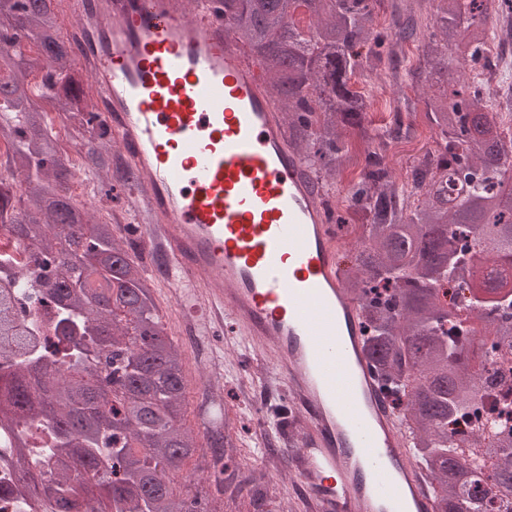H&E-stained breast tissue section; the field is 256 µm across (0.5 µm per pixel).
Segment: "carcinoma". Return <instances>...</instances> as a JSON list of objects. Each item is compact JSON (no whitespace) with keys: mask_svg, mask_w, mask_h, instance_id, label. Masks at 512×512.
Segmentation results:
<instances>
[{"mask_svg":"<svg viewBox=\"0 0 512 512\" xmlns=\"http://www.w3.org/2000/svg\"><path fill=\"white\" fill-rule=\"evenodd\" d=\"M0 0V224L27 256L0 295L34 300L46 316L13 318L25 343L0 319V426L15 430L21 457L41 461L46 490L63 512H221L215 500L175 487L187 459L211 451L221 464L216 493L243 491L228 449L240 431L223 400L196 398L202 425L188 424L187 356L155 301V280L117 225L134 221L139 187L112 132L85 90L76 47L58 0ZM432 31L413 77L425 82V117L436 148L406 189L384 139L366 130L370 98L352 79L395 54L374 31L381 0H220L239 48L261 66L264 92L281 114L288 142L320 190L336 186L352 161L346 133L365 139L364 171L348 189L361 214L358 249L342 269L346 292L364 311L363 353L390 397L428 481L433 512H481L486 493L512 503V402L470 437L448 421L480 408L503 379L482 364L512 350V131L487 101V88L456 86L451 64L487 66L492 0H430ZM77 139L74 163L55 132ZM98 185L99 206L70 193L80 176ZM493 266L476 275V260ZM468 293L485 339L469 338L441 284ZM42 337L39 343L34 337ZM472 448L471 461L459 449Z\"/></svg>","mask_w":512,"mask_h":512,"instance_id":"carcinoma-1","label":"carcinoma"}]
</instances>
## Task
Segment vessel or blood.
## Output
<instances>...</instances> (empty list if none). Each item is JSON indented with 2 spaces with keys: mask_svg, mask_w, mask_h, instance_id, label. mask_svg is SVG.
<instances>
[{
  "mask_svg": "<svg viewBox=\"0 0 512 512\" xmlns=\"http://www.w3.org/2000/svg\"><path fill=\"white\" fill-rule=\"evenodd\" d=\"M90 93L144 186L135 231L166 262L184 335L233 321L287 388L302 512H432L428 488L361 347L335 227L289 146L261 73L200 0H65Z\"/></svg>",
  "mask_w": 512,
  "mask_h": 512,
  "instance_id": "b4317fda",
  "label": "vessel or blood"
}]
</instances>
